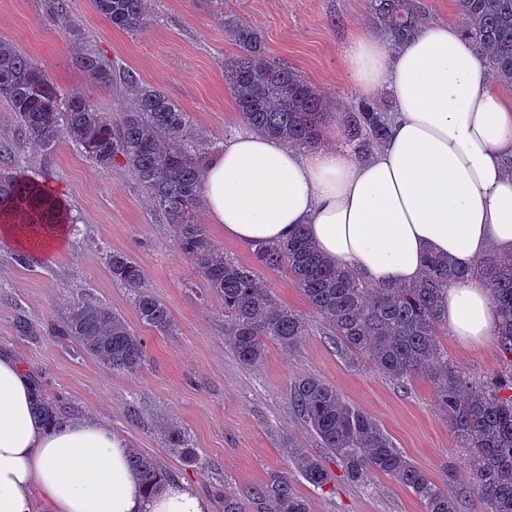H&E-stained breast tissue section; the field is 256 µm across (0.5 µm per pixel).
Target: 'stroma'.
Instances as JSON below:
<instances>
[{"instance_id":"obj_1","label":"stroma","mask_w":512,"mask_h":512,"mask_svg":"<svg viewBox=\"0 0 512 512\" xmlns=\"http://www.w3.org/2000/svg\"><path fill=\"white\" fill-rule=\"evenodd\" d=\"M46 3L0 0V39L36 61L63 93L82 95L112 115L121 112L122 91L100 88L75 64ZM150 7L149 27L133 36L114 28L93 0H68L69 16L100 53L162 89L214 146H222L245 128L224 80V60L236 54L235 44L205 0H151ZM224 7L262 34L271 58L297 67L344 110L363 101L341 55L354 35L373 31L367 0H224ZM18 158L22 171L56 187L74 222L32 266L17 265L16 245L0 238V349L12 350L48 395L62 396L73 407L75 417L110 424L171 479L194 482L209 512H219L221 495H244L271 474L292 471L289 444L321 455L319 439L289 403L294 380L314 374L370 415L432 478L448 463L458 482H468L467 457L434 402L430 381L419 377L401 386L369 366L351 367L291 277L258 266L249 247L208 225L213 244L255 267L275 301L309 322V334L295 352L272 345L259 366L243 367L225 336L221 300L208 293L177 249L172 226L130 171L100 168L66 140L50 153L20 143ZM111 249L125 251L143 267L151 292L176 322L173 334L140 321L128 289L107 269ZM83 301L111 307L146 340L139 371L111 370L72 341L47 335L51 324ZM20 317L32 322L37 336L16 335L13 324ZM440 341L449 361L475 377L492 378L504 366L495 338L466 347L445 332ZM170 422L190 433L197 465H185L166 447L159 427ZM294 485L311 512H423L407 488L381 473L362 485L340 473L322 489L299 476Z\"/></svg>"}]
</instances>
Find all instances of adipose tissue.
<instances>
[{
    "instance_id": "ef3b65f1",
    "label": "adipose tissue",
    "mask_w": 512,
    "mask_h": 512,
    "mask_svg": "<svg viewBox=\"0 0 512 512\" xmlns=\"http://www.w3.org/2000/svg\"><path fill=\"white\" fill-rule=\"evenodd\" d=\"M343 63L355 89L387 91L395 119L386 144L357 159L337 121L329 145L307 151L237 134L204 165L210 221L247 247L305 226L324 256L380 285L414 282L430 252L472 269L492 248L512 256V101L459 26L424 24L395 50L359 34ZM442 303L462 345L496 333L481 277L450 283ZM129 452L103 422L46 426L25 367L0 355V512H208L189 482L146 488Z\"/></svg>"
}]
</instances>
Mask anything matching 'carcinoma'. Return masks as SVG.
I'll list each match as a JSON object with an SVG mask.
<instances>
[{"label":"carcinoma","mask_w":512,"mask_h":512,"mask_svg":"<svg viewBox=\"0 0 512 512\" xmlns=\"http://www.w3.org/2000/svg\"><path fill=\"white\" fill-rule=\"evenodd\" d=\"M53 12L65 16L64 32L76 47L74 60L103 86L120 85L127 93L122 112L110 116L79 96H65L44 69L11 43L0 40V98L10 103L17 135L43 151L62 139L80 146L102 169L125 168L144 187L154 207L171 224L176 245L224 304V325L231 349L245 367L263 362L269 344L297 350L308 334L307 320L273 299L253 268L209 242L202 209L203 164L207 138L194 128L190 115L161 89L128 69H114L88 44L79 24L67 16L66 0H51ZM113 26L136 35L147 28V0H94ZM470 39L494 83L512 86V0H454ZM376 30L392 46L407 42L425 20L422 0H368ZM219 24L239 53L224 60V80L238 112L254 132L287 146L318 145L322 126L338 104L324 97L299 71L267 56L260 33L238 15L219 11ZM348 137L363 158L389 137L388 104L364 101L342 115ZM22 224L68 223L62 202L42 183L0 168V214ZM257 262L292 277L312 311L326 325L336 350L369 365L404 386L428 378L433 397L448 418L457 446L465 449L470 484H457L454 469L444 467L438 483L401 454L389 436L364 411L348 403L336 386L315 375L294 382L290 404L317 435L324 454L336 459L343 475L361 483L381 472L408 488L424 512H512V360L503 373L475 379L448 362L440 342L447 328L441 296L451 280L468 270L437 257L427 259L419 281L411 287L371 286L322 257L305 229L287 241L253 247ZM112 280L129 288L140 320L163 334L175 322L166 305L149 289L139 263L122 250L106 253ZM502 314L497 343L512 356V259L488 254L479 265ZM89 356L114 370L135 372L146 361V341L111 309L92 302L75 305L58 328ZM32 384L36 406L49 427L70 419L60 397H49L38 380ZM167 448L183 463L199 462L197 449L184 430H164ZM294 468L311 486L322 489L332 474L320 459L291 446ZM131 468L148 486L167 478L155 461L135 448ZM222 512H310L288 473L246 488L242 497L226 495Z\"/></svg>","instance_id":"carcinoma-1"}]
</instances>
